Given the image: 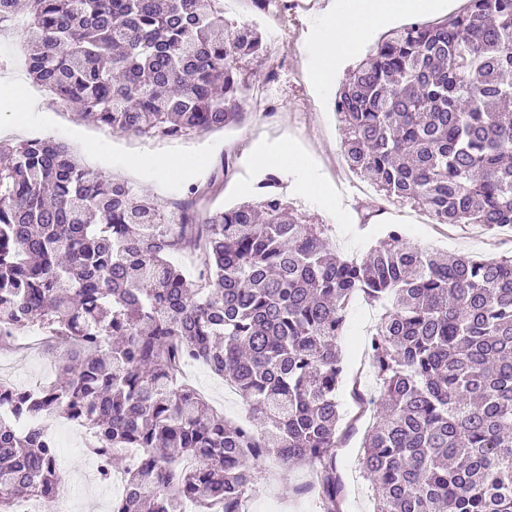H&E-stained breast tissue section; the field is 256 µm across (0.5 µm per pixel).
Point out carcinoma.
Listing matches in <instances>:
<instances>
[{"instance_id": "1", "label": "carcinoma", "mask_w": 512, "mask_h": 512, "mask_svg": "<svg viewBox=\"0 0 512 512\" xmlns=\"http://www.w3.org/2000/svg\"><path fill=\"white\" fill-rule=\"evenodd\" d=\"M25 21L27 75L116 133L168 139L248 116L240 63L257 27L224 0H0ZM343 156L385 198L436 224L512 226V0H465L381 37L336 96ZM166 212L64 143L0 142V350L38 329L57 378L0 383V512L51 502L63 417L124 473L112 512H247L255 467L311 468L295 493L342 512L337 346L350 301L381 302L368 341L378 417L359 455L373 512H512V256L444 257L397 224L358 260L281 196ZM198 277L172 261L187 246ZM189 361L233 385L250 421L210 409ZM140 462L125 466L122 449Z\"/></svg>"}]
</instances>
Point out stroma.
Here are the masks:
<instances>
[{
	"mask_svg": "<svg viewBox=\"0 0 512 512\" xmlns=\"http://www.w3.org/2000/svg\"><path fill=\"white\" fill-rule=\"evenodd\" d=\"M315 9L306 12L286 13L275 24H261L260 30L267 43L269 54L262 62L248 63L244 74L250 83L266 81L267 94L272 104L270 113H250L247 120L237 126L202 136H192L179 143L166 139L127 137L120 134L105 136L102 128L77 121L69 112H53L42 105L32 106L19 130H5L4 125L14 118L13 87L15 79L9 70H0V141L16 143L21 140L42 137L66 143L90 168L103 175L127 178L128 172L115 160L108 141L123 144L126 148L164 151L172 146L185 150L205 148L206 164L200 174L172 175L169 182L160 184L152 179L133 181L136 193L152 199L165 211H173L185 200L193 185L216 181V195L201 200L199 206L212 210L234 203L256 201L258 181L252 176L248 164L257 147L273 143L281 136H289L303 148L331 185H338L342 174L335 165L341 156L342 130L334 112V90L315 93L303 75L308 62V34L317 20ZM87 133L98 140V152L85 149L78 132ZM279 192L297 202L302 212L315 223L327 225V236L336 252L350 257H364L377 245L387 226L401 225L405 233L421 244L450 254H469L483 258L512 255V233L489 229L476 224H456L444 227L432 224L411 214L377 211L370 219H363V199L378 200L377 192L367 197L350 196L343 202L341 211L335 212L321 205L302 191L297 177L292 173H280ZM380 308L364 297H355L347 311L345 330L338 339L350 372L360 375L363 404H356L349 385H342L337 399L344 420L354 421L345 443L338 451L337 465L348 488L344 512H372L373 493L357 466L362 437L373 422L377 407L375 377L367 357L363 353V340L374 329ZM54 370L42 349H16L0 355V379L18 387L30 385L35 380L50 381ZM189 383L207 400L209 405H223L224 416L229 420L245 417L246 410L237 392L223 378L213 374L207 366L193 368ZM55 431L64 433L68 448L60 452V471L65 483L74 485L72 512H109L110 493L103 484L86 479L85 447L90 436L85 430L63 419H51ZM275 459L268 458L257 467L256 492L252 498V512H268L272 506H280L283 512H319L318 502L310 495H295V487L308 484L311 475L307 468L297 467L289 471L287 478L272 479L270 472Z\"/></svg>",
	"mask_w": 512,
	"mask_h": 512,
	"instance_id": "1",
	"label": "stroma"
}]
</instances>
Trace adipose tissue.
<instances>
[{
  "instance_id": "adipose-tissue-1",
  "label": "adipose tissue",
  "mask_w": 512,
  "mask_h": 512,
  "mask_svg": "<svg viewBox=\"0 0 512 512\" xmlns=\"http://www.w3.org/2000/svg\"><path fill=\"white\" fill-rule=\"evenodd\" d=\"M446 0H329L309 35V75L326 89L336 60L395 19L445 11Z\"/></svg>"
}]
</instances>
